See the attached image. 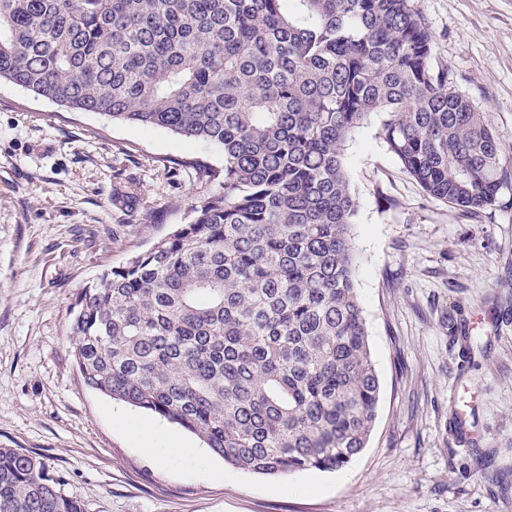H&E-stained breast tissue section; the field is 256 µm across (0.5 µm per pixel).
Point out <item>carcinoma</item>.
Here are the masks:
<instances>
[{"label":"carcinoma","instance_id":"1","mask_svg":"<svg viewBox=\"0 0 512 512\" xmlns=\"http://www.w3.org/2000/svg\"><path fill=\"white\" fill-rule=\"evenodd\" d=\"M411 0H0V80L224 151L189 220L77 294L90 388L237 469L347 466L381 384L355 287L345 143L373 112L429 197L477 214L512 181L499 135L432 63ZM0 512H84L0 448Z\"/></svg>","mask_w":512,"mask_h":512}]
</instances>
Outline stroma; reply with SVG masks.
I'll use <instances>...</instances> for the list:
<instances>
[{
	"mask_svg": "<svg viewBox=\"0 0 512 512\" xmlns=\"http://www.w3.org/2000/svg\"><path fill=\"white\" fill-rule=\"evenodd\" d=\"M412 4L433 64L512 158V0ZM383 119L344 150L375 426L342 470L268 476L91 389L73 358L80 289L184 223L200 191L189 160L220 168L222 149L0 81V448L41 456L85 512H512V188L475 216L428 197ZM454 396L478 439L450 423Z\"/></svg>",
	"mask_w": 512,
	"mask_h": 512,
	"instance_id": "obj_1",
	"label": "stroma"
}]
</instances>
